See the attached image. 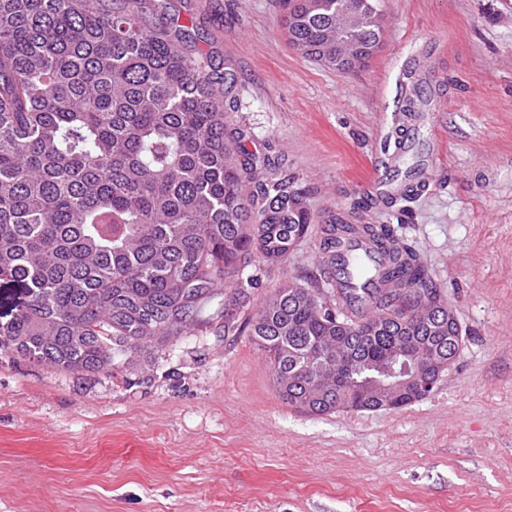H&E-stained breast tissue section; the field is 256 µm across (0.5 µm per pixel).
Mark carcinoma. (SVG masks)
<instances>
[{
  "label": "carcinoma",
  "instance_id": "carcinoma-1",
  "mask_svg": "<svg viewBox=\"0 0 512 512\" xmlns=\"http://www.w3.org/2000/svg\"><path fill=\"white\" fill-rule=\"evenodd\" d=\"M142 0H0V289L19 296L0 323V351L72 373L112 369L147 335L180 331L200 300L243 276L240 257L273 264L306 234L303 191L288 180L250 194V162L227 133L216 70L190 37ZM381 0H295L288 39L344 71L381 40ZM365 233L389 287L340 252ZM319 279L342 277L369 303L352 318L321 289L286 284L249 322L279 396L312 414L351 406L398 352L446 355L448 327L399 303L397 289L438 294L391 224L339 219L324 239ZM350 346V364L309 370L305 354ZM368 409L407 395L377 388Z\"/></svg>",
  "mask_w": 512,
  "mask_h": 512
}]
</instances>
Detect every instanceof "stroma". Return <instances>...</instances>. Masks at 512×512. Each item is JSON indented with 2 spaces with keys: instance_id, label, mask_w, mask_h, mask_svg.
Segmentation results:
<instances>
[{
  "instance_id": "35a3bbf8",
  "label": "stroma",
  "mask_w": 512,
  "mask_h": 512,
  "mask_svg": "<svg viewBox=\"0 0 512 512\" xmlns=\"http://www.w3.org/2000/svg\"><path fill=\"white\" fill-rule=\"evenodd\" d=\"M224 79L255 181L291 179L313 222L259 281L111 375L0 354V512H512V0H384L380 51L344 73L296 54L289 0H153ZM425 78L417 117L404 105ZM420 163L410 201L366 173ZM394 224L461 328L455 363L399 410L283 401L245 328L309 285L327 225ZM238 334H225L224 308Z\"/></svg>"
}]
</instances>
